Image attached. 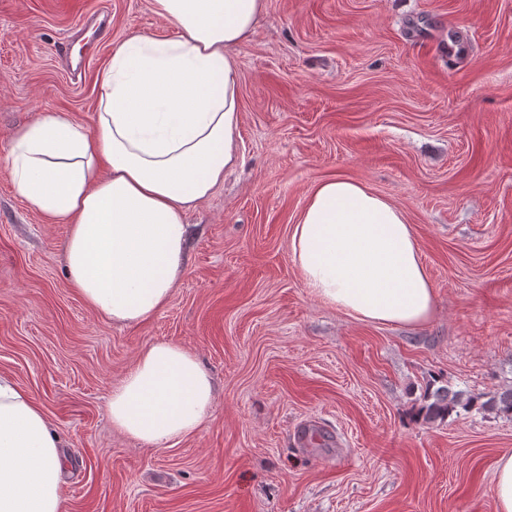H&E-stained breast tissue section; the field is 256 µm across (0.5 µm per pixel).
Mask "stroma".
I'll use <instances>...</instances> for the list:
<instances>
[{
    "instance_id": "1",
    "label": "stroma",
    "mask_w": 512,
    "mask_h": 512,
    "mask_svg": "<svg viewBox=\"0 0 512 512\" xmlns=\"http://www.w3.org/2000/svg\"><path fill=\"white\" fill-rule=\"evenodd\" d=\"M95 12L105 30L71 77L57 47ZM135 35L179 33L149 0H0V373L60 439L63 512H495L512 417L413 412L432 380L512 387V0H267L238 52L244 162L188 213L168 305L120 326L69 287L67 227L26 205L6 159L40 110L92 128L99 74ZM333 177L405 212L426 324L362 322L304 287L291 228ZM156 340L217 386L208 423L169 448L107 411Z\"/></svg>"
}]
</instances>
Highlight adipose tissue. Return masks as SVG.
Returning <instances> with one entry per match:
<instances>
[{
    "label": "adipose tissue",
    "mask_w": 512,
    "mask_h": 512,
    "mask_svg": "<svg viewBox=\"0 0 512 512\" xmlns=\"http://www.w3.org/2000/svg\"><path fill=\"white\" fill-rule=\"evenodd\" d=\"M181 31L173 42L131 37L98 79L93 130L41 111L11 136L18 194L68 227L70 288L98 316L139 324L169 302L186 270L185 217L240 159L237 52L266 0H150ZM289 250L309 292L373 323L416 326L434 288L412 224L383 196L335 177L311 192ZM214 384L198 357L154 341L114 385L115 429L168 448L211 418ZM61 444L39 403L0 374V512H62Z\"/></svg>",
    "instance_id": "1"
}]
</instances>
